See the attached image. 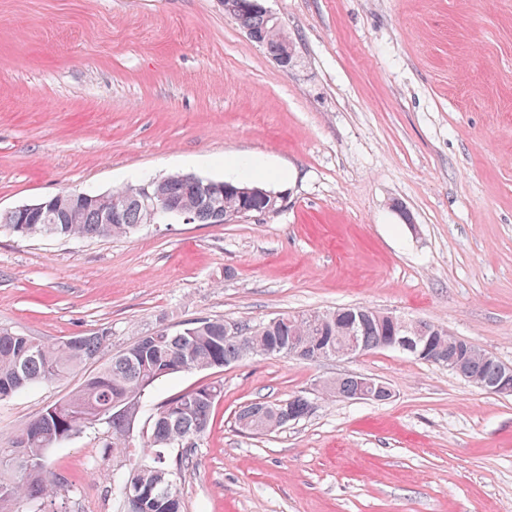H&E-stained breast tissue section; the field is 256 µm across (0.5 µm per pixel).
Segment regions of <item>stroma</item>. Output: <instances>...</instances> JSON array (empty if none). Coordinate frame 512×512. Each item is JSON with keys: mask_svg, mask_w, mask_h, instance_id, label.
<instances>
[{"mask_svg": "<svg viewBox=\"0 0 512 512\" xmlns=\"http://www.w3.org/2000/svg\"><path fill=\"white\" fill-rule=\"evenodd\" d=\"M281 66L224 0H0V212L186 173L257 180L279 211L115 240L0 228V331L108 330L100 356L0 401V442L141 336L367 306L447 327L512 365V0H265ZM390 400L324 396L345 374ZM224 390L187 451L185 512H512V395L396 351L253 357L164 379L149 407ZM303 419L239 432L252 401ZM112 427L52 448L46 512H120ZM247 34L255 43L263 45L265 42V49L270 56L277 55L283 49V46L288 43V39L282 34L280 27L268 31L266 40L264 34L259 32L249 31Z\"/></svg>", "mask_w": 512, "mask_h": 512, "instance_id": "stroma-1", "label": "stroma"}]
</instances>
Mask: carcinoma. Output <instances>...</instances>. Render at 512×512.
Instances as JSON below:
<instances>
[{"mask_svg": "<svg viewBox=\"0 0 512 512\" xmlns=\"http://www.w3.org/2000/svg\"><path fill=\"white\" fill-rule=\"evenodd\" d=\"M238 25L267 31L265 49L277 55L288 39L281 29L270 30L257 12H242L236 17ZM168 200L196 210L198 224H215L213 210L221 207L232 210L238 199L217 194L209 200L200 198L196 187L170 175L160 185ZM112 202L125 212L124 223H101L100 206L95 202L61 201V208L73 207L74 220H62L55 210H44L31 215L27 223H19L15 212L0 213V227L25 237L45 236L56 239H111L126 237L136 232L145 221V209L138 195L129 187L108 192ZM356 335L369 347L377 345L382 329L378 321L381 311L364 308ZM278 322L262 321L250 325L239 323L240 334L224 335V319L204 318L183 325L176 332L160 329L142 336L132 345L112 357L98 372L87 377L80 388L67 399L47 407L28 422L8 443L0 446V504L16 499L27 501L29 512H43L45 500L58 495L60 483L46 465L49 449L71 439L100 421V414L126 400L140 401L147 391L166 377L178 374L168 369L170 363H183L200 370L214 368V364H230L242 360V348L250 347L261 356L268 348L290 336L323 337L336 344V337L346 334L348 315L340 308L302 314L281 313ZM110 340L107 331L94 336H70L53 343L31 336L0 332V389L8 387L19 391L42 383L58 380L79 366L87 358L96 357ZM471 371L482 383L493 381L499 374L502 361L480 352L469 356ZM223 393L217 382L199 386L179 394L153 412L151 432L144 443L145 459L134 463L115 481L120 493L128 484L136 486L142 496L140 512H183L179 485L166 489L160 474L174 469L182 473L188 465L184 454L173 455L170 450L200 438L209 426L212 408ZM284 407L299 421L308 415L306 397L295 395L283 400V405L251 402L240 407L236 415L238 428L250 435H266L283 428L272 417V410ZM112 441L107 447L120 452L130 447V435L124 424L111 421Z\"/></svg>", "mask_w": 512, "mask_h": 512, "instance_id": "cac0c4a2", "label": "carcinoma"}]
</instances>
